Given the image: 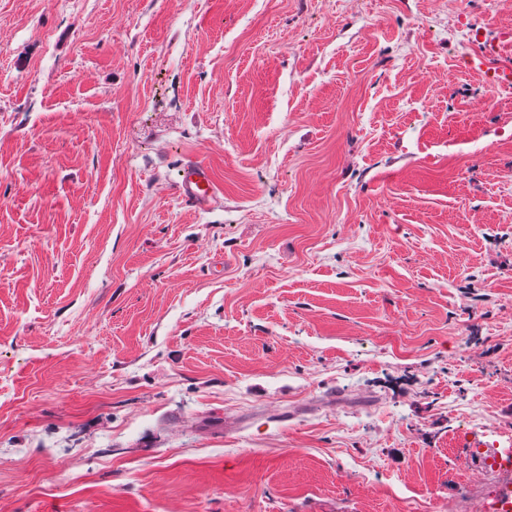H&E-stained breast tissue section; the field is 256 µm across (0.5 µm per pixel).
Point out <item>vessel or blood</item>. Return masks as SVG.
<instances>
[{"label":"vessel or blood","instance_id":"vessel-or-blood-1","mask_svg":"<svg viewBox=\"0 0 512 512\" xmlns=\"http://www.w3.org/2000/svg\"><path fill=\"white\" fill-rule=\"evenodd\" d=\"M176 189L185 202L201 209L209 208L218 198L212 172L199 160L184 164ZM459 453L463 460L492 473L497 479L495 492L484 512H512V446L490 445L474 435L465 441Z\"/></svg>","mask_w":512,"mask_h":512}]
</instances>
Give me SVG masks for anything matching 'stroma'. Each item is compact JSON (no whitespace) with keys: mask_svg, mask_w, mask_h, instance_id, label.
<instances>
[{"mask_svg":"<svg viewBox=\"0 0 512 512\" xmlns=\"http://www.w3.org/2000/svg\"><path fill=\"white\" fill-rule=\"evenodd\" d=\"M493 45L512 0H0V512H480ZM178 195L189 204L206 209L218 199V187L210 168L199 160L187 161L176 185Z\"/></svg>","mask_w":512,"mask_h":512,"instance_id":"obj_1","label":"stroma"}]
</instances>
